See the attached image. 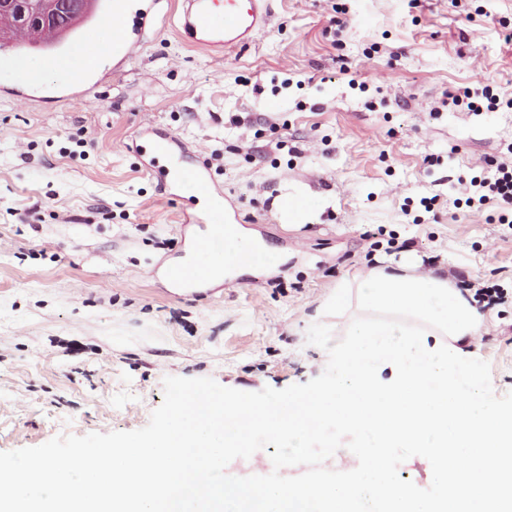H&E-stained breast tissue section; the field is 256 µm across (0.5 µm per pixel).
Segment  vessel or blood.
<instances>
[{"instance_id": "obj_1", "label": "vessel or blood", "mask_w": 512, "mask_h": 512, "mask_svg": "<svg viewBox=\"0 0 512 512\" xmlns=\"http://www.w3.org/2000/svg\"><path fill=\"white\" fill-rule=\"evenodd\" d=\"M162 0H90L85 14L74 22L58 47L45 52L44 60L63 66L67 77L53 87L24 74L0 79V90L19 92L28 101H41L45 91L57 98H83L100 87L109 74L125 71L147 36L154 33L161 13ZM272 15V0H183L178 14V33L191 46L220 52L246 48L266 32ZM115 29L116 42L110 53L109 70H99L95 60L76 53L79 45H88L102 25ZM178 144L175 136H157L146 144L135 145L136 154L161 178L170 171L161 164ZM227 226L216 224L193 244L191 257L184 266L168 270L167 278L174 293L201 297L224 267L241 261L243 252L231 244Z\"/></svg>"}]
</instances>
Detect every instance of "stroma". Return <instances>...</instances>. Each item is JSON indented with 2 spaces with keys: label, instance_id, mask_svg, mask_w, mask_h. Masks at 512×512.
I'll return each instance as SVG.
<instances>
[{
  "label": "stroma",
  "instance_id": "1",
  "mask_svg": "<svg viewBox=\"0 0 512 512\" xmlns=\"http://www.w3.org/2000/svg\"><path fill=\"white\" fill-rule=\"evenodd\" d=\"M180 8L92 101L0 97V452L143 428L168 376L245 392L319 376L306 332L358 269L512 286V224L463 204L467 179L512 157V0H274L265 36L222 54L181 40ZM478 84L498 109L452 103ZM147 129L186 144L181 167L208 165L234 228L277 262L170 295L200 227L128 152ZM286 195L315 207L281 222ZM482 312L469 349L501 396L512 299Z\"/></svg>",
  "mask_w": 512,
  "mask_h": 512
}]
</instances>
